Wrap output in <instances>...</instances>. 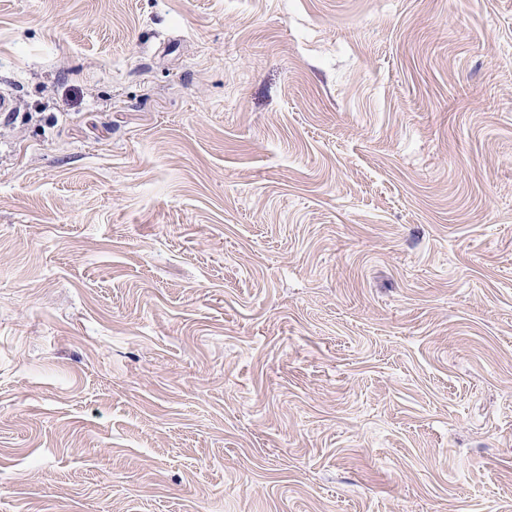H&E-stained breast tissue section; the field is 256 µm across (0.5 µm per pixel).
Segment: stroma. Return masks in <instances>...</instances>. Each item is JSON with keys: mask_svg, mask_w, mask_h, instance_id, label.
<instances>
[{"mask_svg": "<svg viewBox=\"0 0 512 512\" xmlns=\"http://www.w3.org/2000/svg\"><path fill=\"white\" fill-rule=\"evenodd\" d=\"M0 512H512V0H0Z\"/></svg>", "mask_w": 512, "mask_h": 512, "instance_id": "35a3bbf8", "label": "stroma"}]
</instances>
